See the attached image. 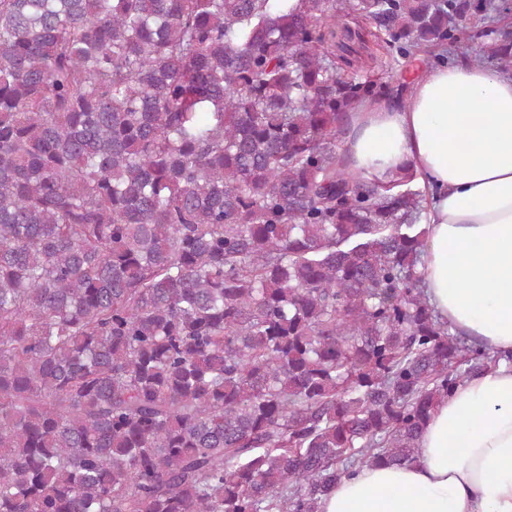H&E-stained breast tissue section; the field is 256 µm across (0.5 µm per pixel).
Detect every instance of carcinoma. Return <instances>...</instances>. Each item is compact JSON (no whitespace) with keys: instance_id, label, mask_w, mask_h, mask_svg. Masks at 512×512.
Instances as JSON below:
<instances>
[{"instance_id":"1","label":"carcinoma","mask_w":512,"mask_h":512,"mask_svg":"<svg viewBox=\"0 0 512 512\" xmlns=\"http://www.w3.org/2000/svg\"><path fill=\"white\" fill-rule=\"evenodd\" d=\"M500 8L0 0V512H319L512 362L428 304L416 175L340 153L419 52L511 70ZM375 27L363 22L348 19L344 25L336 28V38L330 42V51L336 55V61L344 59L350 62V71H355L363 78L372 75L371 57L378 54L373 32Z\"/></svg>"}]
</instances>
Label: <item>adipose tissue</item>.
I'll return each instance as SVG.
<instances>
[{
	"label": "adipose tissue",
	"instance_id": "adipose-tissue-1",
	"mask_svg": "<svg viewBox=\"0 0 512 512\" xmlns=\"http://www.w3.org/2000/svg\"><path fill=\"white\" fill-rule=\"evenodd\" d=\"M404 105L361 102L342 145L354 173L414 170L428 189L420 271L454 331L512 350V73L417 63ZM320 512H512V365L438 403L413 462L364 466Z\"/></svg>",
	"mask_w": 512,
	"mask_h": 512
}]
</instances>
